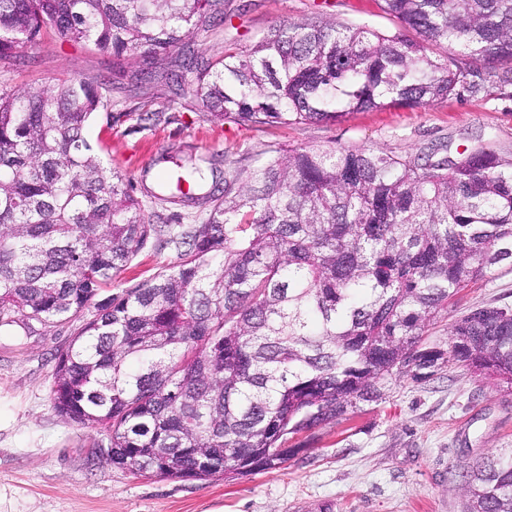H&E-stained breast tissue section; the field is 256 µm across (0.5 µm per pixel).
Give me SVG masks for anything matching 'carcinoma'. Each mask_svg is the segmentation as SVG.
I'll list each match as a JSON object with an SVG mask.
<instances>
[{
    "mask_svg": "<svg viewBox=\"0 0 512 512\" xmlns=\"http://www.w3.org/2000/svg\"><path fill=\"white\" fill-rule=\"evenodd\" d=\"M397 29L316 16L251 48L184 58L207 118L336 124L351 112L512 97V0H375ZM224 16V0H0V60L52 32L152 63ZM444 46L433 59L429 50ZM100 86L68 77L0 89V329L95 314L57 356L53 408L109 439L107 462L169 480L276 469L285 435L381 398L392 373L462 367L512 388V308L461 315L425 340L470 284L512 260V157L336 145L276 149L224 172L174 159L147 197L106 169L85 133ZM176 260L116 294L147 246ZM466 512H512V450L475 460Z\"/></svg>",
    "mask_w": 512,
    "mask_h": 512,
    "instance_id": "cac0c4a2",
    "label": "carcinoma"
}]
</instances>
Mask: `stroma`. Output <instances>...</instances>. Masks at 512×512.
Returning a JSON list of instances; mask_svg holds the SVG:
<instances>
[{"label": "stroma", "instance_id": "stroma-1", "mask_svg": "<svg viewBox=\"0 0 512 512\" xmlns=\"http://www.w3.org/2000/svg\"><path fill=\"white\" fill-rule=\"evenodd\" d=\"M383 32L394 22L373 0H224V20L192 38L203 57L252 47L281 23L316 15ZM141 61L114 63L91 43L52 35L0 61V85L17 89L64 77L104 83L107 105L86 137L104 166L139 185L163 154L260 159L273 147L339 144L399 154L488 141L512 155V98L440 100L422 108L355 112L339 124L237 125L207 120L190 93L164 79L139 83ZM164 114L140 127L136 107ZM512 306V263L462 290L429 329L448 328L476 306ZM81 329L57 324L30 338L0 332V512H465V473L479 456L512 448V389L459 368L427 380L393 374L383 396L336 422L289 436L296 454L281 468L246 476L173 481L143 477L92 455L94 429L61 417L51 402L58 353Z\"/></svg>", "mask_w": 512, "mask_h": 512}]
</instances>
